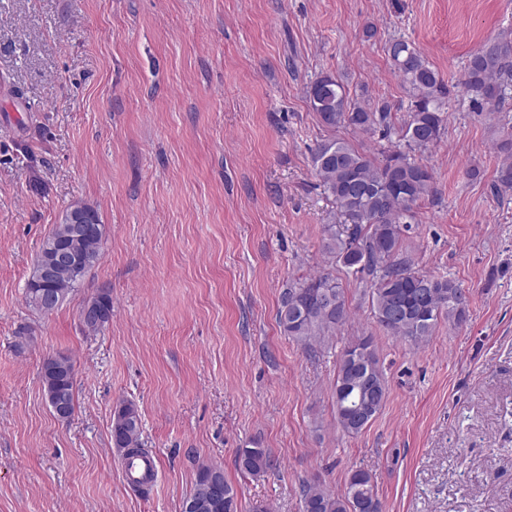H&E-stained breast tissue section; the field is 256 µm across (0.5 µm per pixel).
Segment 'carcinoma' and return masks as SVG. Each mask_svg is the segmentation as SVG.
<instances>
[{
	"mask_svg": "<svg viewBox=\"0 0 512 512\" xmlns=\"http://www.w3.org/2000/svg\"><path fill=\"white\" fill-rule=\"evenodd\" d=\"M388 56L394 71L408 86L411 104L400 133L409 150L424 151L441 139L445 123V98L448 89L422 53L403 39L389 41ZM512 85V39L504 37L485 44L473 52L465 67L461 87L482 101L499 106L505 101L506 89ZM312 110L321 124L334 129L341 125L365 132L390 136L393 129L391 108L386 102L367 110L352 101L344 86L334 77L318 78L309 90ZM506 156L497 175V190L512 189V139L499 145ZM311 163L324 191L351 224L347 238L327 230L324 249L337 259L356 279L365 284L371 298V310L378 325L390 336L414 345L433 336L440 318L459 325L468 318L469 299L453 279L415 271L398 259L404 231L413 219V208L432 191V173L428 166L408 153L394 151L376 160L346 142L325 139L311 154ZM80 257L102 254V243L95 237L84 239L77 247ZM91 266L82 265L77 272L53 281H39L30 275L25 291L29 306L42 311L41 295L75 291ZM330 289L336 295V306L328 310L319 304V295ZM350 317L344 291L328 274L288 283L279 300L277 319L284 335L307 351L335 335L336 328ZM360 349L363 368L378 392L369 419L376 418L387 395V385L373 339L358 336L341 351L333 383L336 422L349 436L360 434L364 424L350 422L344 408L358 403L348 390L358 374L347 356ZM41 381L49 406L58 395L67 399L70 412H75V372L69 357L48 358L41 369ZM141 418L131 402L121 404L113 414L112 444L124 450L125 458L144 453L140 443ZM236 466L243 474L258 477L272 469L274 462L266 448H241ZM212 464L199 468L194 487L183 505L190 504L211 481ZM203 512H238L235 487L223 480V491L212 497ZM302 512H382V504L372 476L363 469L348 475L346 490L337 494L314 479L302 488Z\"/></svg>",
	"mask_w": 512,
	"mask_h": 512,
	"instance_id": "carcinoma-1",
	"label": "carcinoma"
}]
</instances>
